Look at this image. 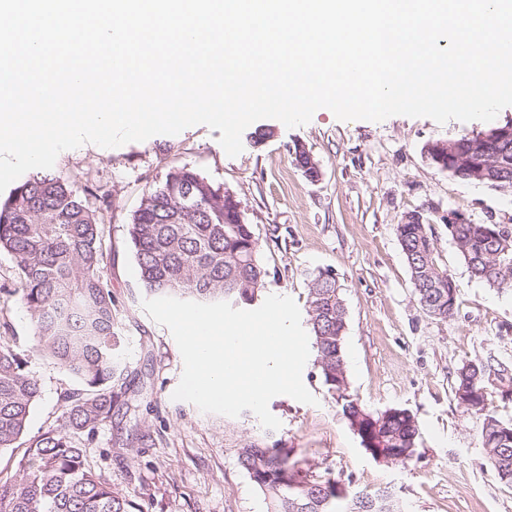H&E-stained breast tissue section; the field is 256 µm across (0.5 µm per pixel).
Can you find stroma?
I'll use <instances>...</instances> for the list:
<instances>
[{
    "label": "stroma",
    "instance_id": "stroma-1",
    "mask_svg": "<svg viewBox=\"0 0 512 512\" xmlns=\"http://www.w3.org/2000/svg\"><path fill=\"white\" fill-rule=\"evenodd\" d=\"M486 128L478 120L441 125L402 115L342 121L321 108L294 128L276 119L254 122L235 157L220 145V131L204 125L117 148L86 143L61 152L52 174L111 201L102 226L103 276L117 308V361L135 390L129 409L114 410L86 446L87 465L131 495L141 512H268L238 462L248 444L286 449L301 468L351 494L389 488L401 512H512V486L500 480L478 441L481 416L452 395L463 365H512V293L471 275L446 224L452 212L472 224L512 222V193L452 176L425 152L432 142ZM299 145L317 161L319 181L296 164ZM183 166L237 200L260 240L266 294L305 307L313 274L333 271L346 308L350 391L369 411L403 408L417 418L410 462H380L362 448L311 361L302 379L316 404L274 397L269 409L281 422L275 430L247 410L231 418L173 400L182 358L170 331L142 306L146 293L125 226L148 187ZM414 213L431 224L440 261L455 280L458 307L445 319L421 308L396 236V224ZM0 320L41 386L25 434L31 440L57 427L60 396L75 383L37 350L21 304L1 309Z\"/></svg>",
    "mask_w": 512,
    "mask_h": 512
}]
</instances>
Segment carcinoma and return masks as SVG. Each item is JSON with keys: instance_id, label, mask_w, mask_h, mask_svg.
Returning a JSON list of instances; mask_svg holds the SVG:
<instances>
[{"instance_id": "cac0c4a2", "label": "carcinoma", "mask_w": 512, "mask_h": 512, "mask_svg": "<svg viewBox=\"0 0 512 512\" xmlns=\"http://www.w3.org/2000/svg\"><path fill=\"white\" fill-rule=\"evenodd\" d=\"M193 186L194 209L184 207L181 189ZM107 198L81 194L61 176H40L0 201V252L19 270L15 287L0 302L17 300L30 316L36 348L75 379L61 397L57 427L31 442L15 462L14 474L0 471V512H135L136 504L112 489L85 464L77 438L94 439L99 425L130 389L127 370L116 361L120 338L112 290L102 276L101 224ZM504 224H459L451 240L471 274L499 291L512 290V230L509 240L494 233ZM421 307L431 317L453 315L448 269L440 265L431 225H395ZM126 238L139 283L152 297L199 303L251 305L266 287L261 245L233 196L186 166L171 169L149 187L133 212ZM307 315L316 363L328 396L341 406L363 448H416L418 422L406 409L369 412L349 393L342 354L345 305L335 278L318 272L310 282ZM512 382V365L469 363L456 375L457 404L483 417L479 443L500 479L512 484V424L486 412L490 378ZM40 387L5 336H0V454L20 447ZM239 464L269 501V512H333L336 483L304 473L280 448L249 444ZM386 493L360 492L345 512H380L372 503Z\"/></svg>"}]
</instances>
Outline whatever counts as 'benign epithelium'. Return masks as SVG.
Masks as SVG:
<instances>
[{
  "mask_svg": "<svg viewBox=\"0 0 512 512\" xmlns=\"http://www.w3.org/2000/svg\"><path fill=\"white\" fill-rule=\"evenodd\" d=\"M512 142V121L487 133L470 135L463 141L448 140L427 145V157L440 169L464 180L492 181L500 190H512V169L490 156L489 144Z\"/></svg>",
  "mask_w": 512,
  "mask_h": 512,
  "instance_id": "benign-epithelium-1",
  "label": "benign epithelium"
}]
</instances>
